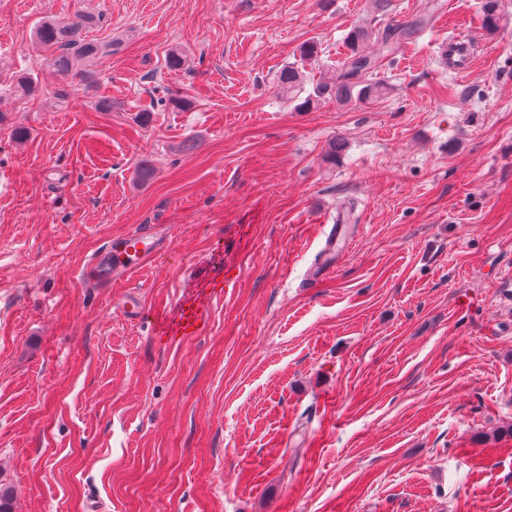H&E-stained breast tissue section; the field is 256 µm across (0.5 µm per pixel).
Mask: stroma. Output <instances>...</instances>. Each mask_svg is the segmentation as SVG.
<instances>
[{
	"instance_id": "35a3bbf8",
	"label": "stroma",
	"mask_w": 512,
	"mask_h": 512,
	"mask_svg": "<svg viewBox=\"0 0 512 512\" xmlns=\"http://www.w3.org/2000/svg\"><path fill=\"white\" fill-rule=\"evenodd\" d=\"M500 2L489 31L482 0H0L13 512H512ZM428 5L430 25L384 57V98L300 111L276 94L285 66L332 78L354 26ZM78 12L99 16L107 50L85 64L95 85L61 103L35 27ZM452 38L473 48L466 70L442 62ZM176 46L187 61L171 71ZM18 72L40 75L37 99L12 93ZM162 87L190 109L158 104ZM144 224L166 241L150 265L81 282L107 240ZM133 293L139 321L123 312Z\"/></svg>"
}]
</instances>
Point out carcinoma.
Wrapping results in <instances>:
<instances>
[{
	"instance_id": "obj_1",
	"label": "carcinoma",
	"mask_w": 512,
	"mask_h": 512,
	"mask_svg": "<svg viewBox=\"0 0 512 512\" xmlns=\"http://www.w3.org/2000/svg\"><path fill=\"white\" fill-rule=\"evenodd\" d=\"M483 25L488 30H495L500 21L499 0H483ZM93 15L78 14L72 18H60L54 15L43 18L36 28V41L49 53V66L60 80L59 99L68 96V87L74 81L92 83L94 79L86 71L76 69L75 62L82 58L97 56L102 45L86 38L84 32L96 25ZM427 25L421 17L409 25L389 26L384 29H372L365 26L354 27L347 36L348 54L341 62L336 77L329 82L317 83L306 97L302 72L293 66L283 68L276 80L277 94L291 101H298V108L309 109L322 99L360 102H374L386 95L390 87L382 80H373L371 75L376 66L374 57L363 53L362 45L373 39L380 43L383 50L392 52L398 45L416 37ZM17 92L28 98H36L39 92V80L32 75L22 73L16 77Z\"/></svg>"
}]
</instances>
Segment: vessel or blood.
Segmentation results:
<instances>
[{
	"label": "vessel or blood",
	"mask_w": 512,
	"mask_h": 512,
	"mask_svg": "<svg viewBox=\"0 0 512 512\" xmlns=\"http://www.w3.org/2000/svg\"><path fill=\"white\" fill-rule=\"evenodd\" d=\"M164 245V239L142 227L124 238L107 242L92 259L89 270L98 285L108 287L145 267Z\"/></svg>",
	"instance_id": "vessel-or-blood-1"
}]
</instances>
